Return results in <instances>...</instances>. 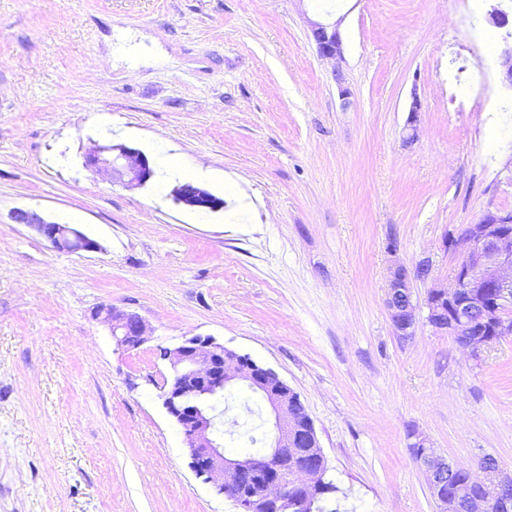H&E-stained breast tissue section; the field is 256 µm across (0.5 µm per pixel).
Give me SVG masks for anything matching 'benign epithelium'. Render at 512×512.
<instances>
[{
    "instance_id": "obj_1",
    "label": "benign epithelium",
    "mask_w": 512,
    "mask_h": 512,
    "mask_svg": "<svg viewBox=\"0 0 512 512\" xmlns=\"http://www.w3.org/2000/svg\"><path fill=\"white\" fill-rule=\"evenodd\" d=\"M486 22L504 30V49L499 55V79L512 90V29H507L509 13L502 4L491 7ZM339 23L310 22L311 38L320 57L334 61L333 75L343 105L350 92L343 87L344 76L337 63L342 60ZM83 166L105 180L128 189L145 186L155 176L149 157L125 143L95 144L84 155ZM176 202L199 212H215L224 201L209 190L192 183L172 191ZM12 219L24 224L54 249L71 253L100 249L99 243L72 227L51 221L39 213L16 209ZM444 246L458 256L453 279L426 293V319L437 330L453 336L455 342L478 360L500 340L512 336V211L484 212L461 233H449ZM432 262L426 258L410 269L397 263L390 269L385 304L394 334L401 340L414 336L418 305L413 300V285L427 278ZM96 317L106 323L117 345L136 348L151 334L148 323L137 313L104 306ZM171 375L164 379L159 398L175 420L188 449L195 475L212 485L215 492L231 500L239 512H274L288 503V494L301 499L310 512L319 503L315 495L326 476L325 457L312 421L303 425L294 416L293 394L271 368L247 355L238 354L211 336H191L179 345L160 348ZM243 382L267 402L272 419L273 438L262 454L244 458L224 452L223 432L212 400L226 387ZM412 448L417 463L425 470L429 489L438 512H487L496 507L512 512V473L500 467L492 456L479 462V471L466 469L472 497L464 493L450 499L443 492L448 472L462 466L448 461L423 436Z\"/></svg>"
}]
</instances>
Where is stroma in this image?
Listing matches in <instances>:
<instances>
[{"label": "stroma", "instance_id": "1", "mask_svg": "<svg viewBox=\"0 0 512 512\" xmlns=\"http://www.w3.org/2000/svg\"><path fill=\"white\" fill-rule=\"evenodd\" d=\"M492 0H0V512H236L190 468L157 349L210 335L275 370L313 421L340 512H436L413 432L512 471V336L474 360L418 321L395 336L394 261L512 210V95ZM314 20L339 25L321 58ZM350 91L342 103L332 71ZM422 109L406 143L412 94ZM182 156L223 209L83 166L97 142ZM101 245L61 253L13 210ZM397 244L389 253V244ZM103 305L153 327L117 347ZM225 391L226 453L266 436ZM338 23H323L311 21V38L321 58L334 61L339 64L342 60V40L338 30Z\"/></svg>", "mask_w": 512, "mask_h": 512}]
</instances>
